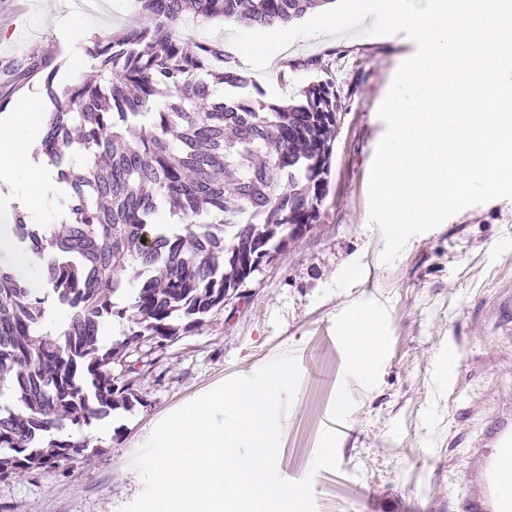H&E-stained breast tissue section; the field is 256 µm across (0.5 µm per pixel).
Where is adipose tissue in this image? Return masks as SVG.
<instances>
[{
    "mask_svg": "<svg viewBox=\"0 0 512 512\" xmlns=\"http://www.w3.org/2000/svg\"><path fill=\"white\" fill-rule=\"evenodd\" d=\"M43 129V111L36 96L19 102L11 112L0 117V184L15 189L16 203L29 221H36L54 201L57 182L49 180L43 165L35 163L28 147ZM359 374H369L382 348L372 316L355 317L346 330Z\"/></svg>",
    "mask_w": 512,
    "mask_h": 512,
    "instance_id": "obj_1",
    "label": "adipose tissue"
}]
</instances>
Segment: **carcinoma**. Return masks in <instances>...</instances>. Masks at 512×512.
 <instances>
[{
  "label": "carcinoma",
  "mask_w": 512,
  "mask_h": 512,
  "mask_svg": "<svg viewBox=\"0 0 512 512\" xmlns=\"http://www.w3.org/2000/svg\"><path fill=\"white\" fill-rule=\"evenodd\" d=\"M148 22L96 36L86 47L109 72L105 87L82 81L58 90L32 153L68 186L65 223L29 224L12 208L16 242L36 256L45 287L67 312L47 330L45 300L0 253V480L60 461L90 446L66 433L101 421L140 398L113 374L127 353L173 340L224 307V289L248 278L258 250L280 255L289 225L320 216L335 139L334 83L303 88L279 105L251 92L252 80L225 66L224 48L178 36L201 25L248 21L288 27L335 0H138ZM224 85V95L217 86ZM87 162L77 166L72 154ZM164 210L185 233L155 223ZM137 267L131 302L115 309L124 273ZM127 317L128 330L104 346L100 328Z\"/></svg>",
  "instance_id": "carcinoma-1"
}]
</instances>
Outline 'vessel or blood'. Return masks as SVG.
<instances>
[{"label":"vessel or blood","mask_w":512,"mask_h":512,"mask_svg":"<svg viewBox=\"0 0 512 512\" xmlns=\"http://www.w3.org/2000/svg\"><path fill=\"white\" fill-rule=\"evenodd\" d=\"M471 494L463 512H512V418L494 419L468 457Z\"/></svg>","instance_id":"1"}]
</instances>
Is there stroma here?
<instances>
[{
	"label": "stroma",
	"mask_w": 512,
	"mask_h": 512,
	"mask_svg": "<svg viewBox=\"0 0 512 512\" xmlns=\"http://www.w3.org/2000/svg\"><path fill=\"white\" fill-rule=\"evenodd\" d=\"M81 12L87 37L145 16L138 0H0V99L74 84L55 19ZM231 24L191 26L193 41H221L229 67L244 71L266 101L335 82L340 121L321 214L287 252L262 263L241 295L175 342L141 347L140 404L114 413L117 436L87 458L0 480V512H122L143 489L132 460L171 412L215 386L295 354L300 381L281 417L276 468L312 477L317 512H458L469 493L467 453L492 420L512 411V200L467 208L412 237L393 264L369 222L368 177L385 125L378 116L400 64L415 51L401 33L364 30L296 39L264 70L241 60ZM321 57L324 70L300 60ZM49 72L28 75L41 59ZM370 312L384 343L360 376L342 335ZM459 350L452 383L442 376ZM339 433L338 467L312 472L325 429Z\"/></svg>",
	"instance_id": "35a3bbf8"
}]
</instances>
